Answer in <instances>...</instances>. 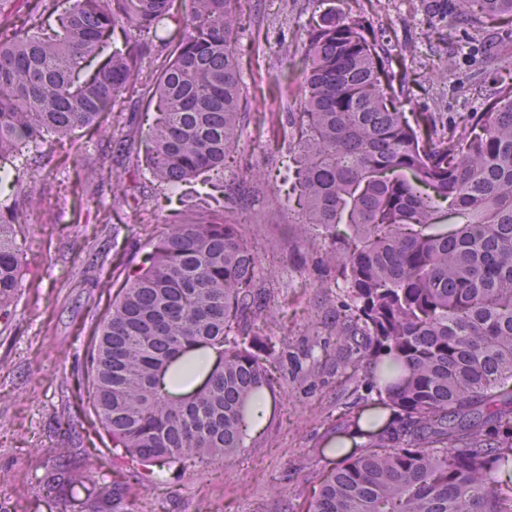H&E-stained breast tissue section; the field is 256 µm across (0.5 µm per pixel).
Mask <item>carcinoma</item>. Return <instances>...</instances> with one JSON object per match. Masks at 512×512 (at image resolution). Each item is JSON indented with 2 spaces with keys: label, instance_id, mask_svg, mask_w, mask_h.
Here are the masks:
<instances>
[{
  "label": "carcinoma",
  "instance_id": "1",
  "mask_svg": "<svg viewBox=\"0 0 512 512\" xmlns=\"http://www.w3.org/2000/svg\"><path fill=\"white\" fill-rule=\"evenodd\" d=\"M0 0V182L48 138L96 121L140 89L160 118L145 162L163 187L231 162L241 145L244 80L236 56L241 0ZM473 29L512 15V0H448ZM57 16V26L47 21ZM180 38L161 47L159 29ZM169 57L146 67L156 48ZM307 61L288 113L283 181L305 199L306 223L328 242L329 279L344 312L339 336H360L355 361L390 420H368L370 442L324 479L308 512H512V87L447 136L434 112L414 121L388 102L374 29L332 8L305 30ZM164 223L127 274L87 350L92 410L112 441V466L141 485L156 469L245 447L254 404L280 388L288 341L252 310L264 270L227 216ZM463 217L446 231L441 214ZM21 217L0 204V316L22 283L12 243ZM195 350L217 364L190 396L170 391ZM39 485L68 508L108 485L94 512H134L128 484L65 461Z\"/></svg>",
  "mask_w": 512,
  "mask_h": 512
}]
</instances>
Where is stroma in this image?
Instances as JSON below:
<instances>
[{
	"label": "stroma",
	"instance_id": "1",
	"mask_svg": "<svg viewBox=\"0 0 512 512\" xmlns=\"http://www.w3.org/2000/svg\"><path fill=\"white\" fill-rule=\"evenodd\" d=\"M337 10L364 13L381 29L382 53L395 85L404 87L406 114L439 112L449 126L483 111L498 90L512 84V66L489 67L485 51L512 56V18L486 20L481 32L461 20L444 23L436 0H335ZM311 0H243L239 66L247 87L242 102L244 141L254 148L262 179L225 173L211 205H224V189L247 224L245 230L277 301L269 333L287 337L282 387L252 429L247 448L212 462L188 460L181 487L165 498L168 472L141 491L142 512H304L324 475L337 463L336 445L354 438L357 419L377 409L376 393L352 382L347 345L331 324L340 304L318 288L319 242L301 235L288 215V185L278 175L277 140L268 116L293 111L304 61L299 47L313 15ZM156 116L148 97L128 93L94 127L31 155L37 202L16 188L13 204L26 217L14 228L24 267L9 309L0 317V512H64L38 486L54 458L68 451L76 467L112 469L111 441L94 429L81 404L78 380L85 354L112 302L149 249L157 217L193 220L195 181L175 192L136 174L143 134ZM122 138L124 150L109 141ZM131 185L139 210L115 202L119 185ZM318 375H311V367ZM69 418L68 434L57 430Z\"/></svg>",
	"mask_w": 512,
	"mask_h": 512
}]
</instances>
